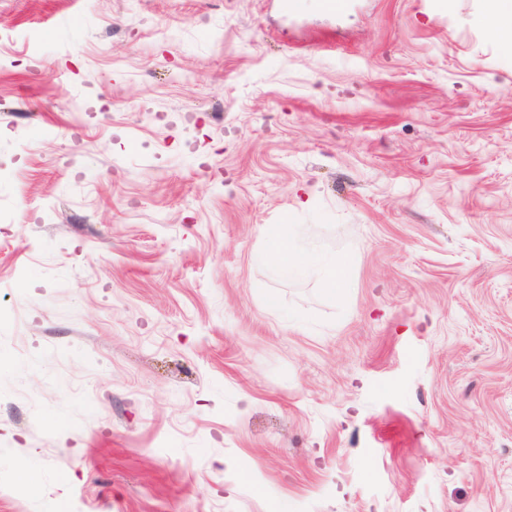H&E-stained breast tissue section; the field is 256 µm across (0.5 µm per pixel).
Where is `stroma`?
<instances>
[{
	"label": "stroma",
	"mask_w": 512,
	"mask_h": 512,
	"mask_svg": "<svg viewBox=\"0 0 512 512\" xmlns=\"http://www.w3.org/2000/svg\"><path fill=\"white\" fill-rule=\"evenodd\" d=\"M483 4L0 0V512H512ZM272 249L276 271L285 276H293L303 270L315 271L329 292H340L349 283L350 269L347 263L333 258H320L303 252L295 238L288 233L286 225H270L266 230Z\"/></svg>",
	"instance_id": "stroma-1"
}]
</instances>
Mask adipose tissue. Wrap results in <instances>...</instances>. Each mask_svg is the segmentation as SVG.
I'll return each mask as SVG.
<instances>
[{"instance_id": "1", "label": "adipose tissue", "mask_w": 512, "mask_h": 512, "mask_svg": "<svg viewBox=\"0 0 512 512\" xmlns=\"http://www.w3.org/2000/svg\"><path fill=\"white\" fill-rule=\"evenodd\" d=\"M266 234L271 243L275 269L279 274L293 276L306 269L313 270L328 291L334 293L348 285L350 269L347 263L303 252L285 225H271Z\"/></svg>"}]
</instances>
